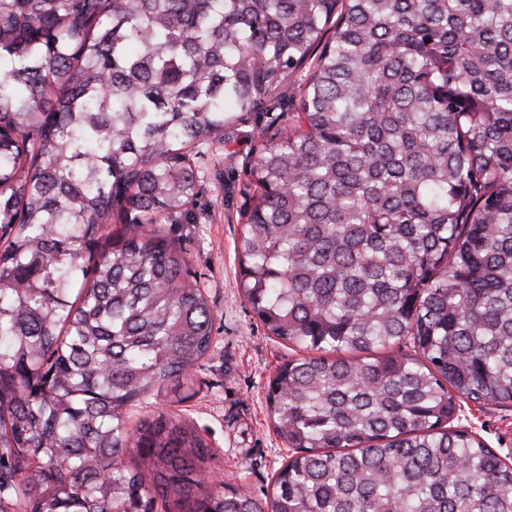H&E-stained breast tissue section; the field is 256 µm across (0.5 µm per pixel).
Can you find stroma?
Listing matches in <instances>:
<instances>
[{
  "label": "stroma",
  "instance_id": "obj_1",
  "mask_svg": "<svg viewBox=\"0 0 512 512\" xmlns=\"http://www.w3.org/2000/svg\"><path fill=\"white\" fill-rule=\"evenodd\" d=\"M273 130L266 112L247 113L226 127L223 143L206 150L194 223L167 227L169 235L189 249L195 270L207 284L216 312V344L197 371L201 384L192 399L173 406L155 398L150 404L151 409H172L189 417L219 455L216 477L259 496L267 493L290 454L269 421L266 391L269 376L293 351L267 335L241 299L235 243L243 203L242 169L253 138ZM456 423L512 462V407L465 401Z\"/></svg>",
  "mask_w": 512,
  "mask_h": 512
}]
</instances>
